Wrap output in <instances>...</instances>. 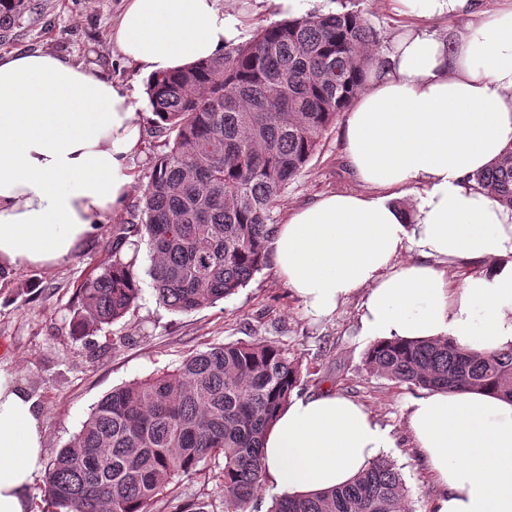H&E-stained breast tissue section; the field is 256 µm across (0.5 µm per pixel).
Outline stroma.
Listing matches in <instances>:
<instances>
[{
    "label": "stroma",
    "mask_w": 512,
    "mask_h": 512,
    "mask_svg": "<svg viewBox=\"0 0 512 512\" xmlns=\"http://www.w3.org/2000/svg\"><path fill=\"white\" fill-rule=\"evenodd\" d=\"M121 7L122 0H31L13 27L0 31V49H48L124 84L135 94L133 103L145 131L143 151L132 161L136 180L123 212L109 217L66 264L51 271L22 269L0 280V363L43 405L46 459L56 457L112 388L173 369L190 353L213 344L261 339L287 345L301 357L309 371L306 391L335 390L392 427L397 447L389 458L403 475L410 506L413 512H431L438 489L416 456L404 417L412 392L365 370L367 346L356 334L359 297H351L335 318L314 320L267 266L235 295L188 314L176 313L158 302L145 275L150 258L143 251L136 305L86 339L71 336L76 287L108 260L113 225L131 221L155 158L164 149L163 138L151 134L154 115L146 80L109 43L112 20ZM360 188L347 159L344 125L335 123L284 194L276 219L284 221L290 209L318 196ZM222 467L219 460L202 462L172 493L159 497L153 512H174L193 498L215 496Z\"/></svg>",
    "instance_id": "35a3bbf8"
}]
</instances>
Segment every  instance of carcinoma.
Returning a JSON list of instances; mask_svg holds the SVG:
<instances>
[{
	"instance_id": "carcinoma-1",
	"label": "carcinoma",
	"mask_w": 512,
	"mask_h": 512,
	"mask_svg": "<svg viewBox=\"0 0 512 512\" xmlns=\"http://www.w3.org/2000/svg\"><path fill=\"white\" fill-rule=\"evenodd\" d=\"M30 0H0V31ZM375 33L361 11L259 27L221 57L150 79L147 96L166 151L142 192L138 224L112 227L110 261L76 288L73 335L122 318L140 295L141 245L159 303L182 313L245 286L269 263L275 210L288 185L349 107ZM512 209V142L473 177ZM366 370L409 389L490 390L512 398V349L477 353L447 341L377 342ZM304 382L301 357L267 340L230 341L103 397L45 473L51 512H152L156 499L208 458H223L219 498L175 512L258 507L263 438ZM268 512H409L402 474L381 458L353 484L280 494Z\"/></svg>"
}]
</instances>
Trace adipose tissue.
Listing matches in <instances>:
<instances>
[{"label": "adipose tissue", "instance_id": "obj_1", "mask_svg": "<svg viewBox=\"0 0 512 512\" xmlns=\"http://www.w3.org/2000/svg\"><path fill=\"white\" fill-rule=\"evenodd\" d=\"M225 0H123L110 43L146 78L246 38ZM409 22L347 111L348 161L365 189L290 210L271 241L276 275L305 311L333 318L359 296L367 343L445 339L512 348V210L472 176L512 142V0H395ZM448 17L462 33H441ZM143 131L129 91L48 50L0 52V276L75 255L134 184ZM481 268L450 284L446 266ZM406 424L441 489L433 512H512V401L423 391ZM37 397L0 367V512H30L45 472ZM363 405L292 396L263 440L264 482L306 495L345 485L395 448Z\"/></svg>", "mask_w": 512, "mask_h": 512}]
</instances>
